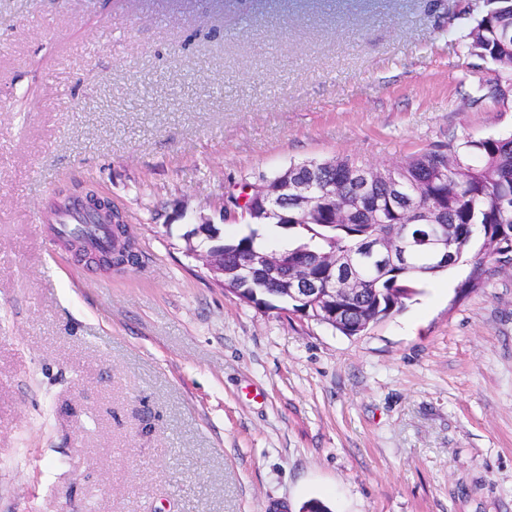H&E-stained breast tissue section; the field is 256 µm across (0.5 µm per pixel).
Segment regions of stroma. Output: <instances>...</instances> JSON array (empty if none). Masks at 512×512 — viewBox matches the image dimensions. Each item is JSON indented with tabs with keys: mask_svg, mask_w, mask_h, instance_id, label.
<instances>
[{
	"mask_svg": "<svg viewBox=\"0 0 512 512\" xmlns=\"http://www.w3.org/2000/svg\"><path fill=\"white\" fill-rule=\"evenodd\" d=\"M464 0H0V512H512V266L346 336L187 252L291 164L512 131ZM138 265L77 262L57 189Z\"/></svg>",
	"mask_w": 512,
	"mask_h": 512,
	"instance_id": "stroma-1",
	"label": "stroma"
}]
</instances>
